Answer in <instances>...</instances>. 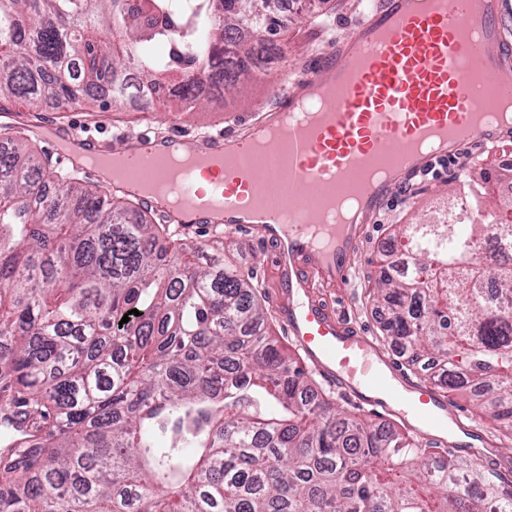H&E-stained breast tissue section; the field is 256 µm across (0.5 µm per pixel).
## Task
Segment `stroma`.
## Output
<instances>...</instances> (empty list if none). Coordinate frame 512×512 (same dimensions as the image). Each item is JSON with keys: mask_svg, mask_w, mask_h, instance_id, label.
Wrapping results in <instances>:
<instances>
[{"mask_svg": "<svg viewBox=\"0 0 512 512\" xmlns=\"http://www.w3.org/2000/svg\"><path fill=\"white\" fill-rule=\"evenodd\" d=\"M365 0H324L321 10L324 25L300 19L296 9H288L286 15L290 25L285 34L288 46L277 66L265 67L254 79L247 82L240 92L216 94L206 108L185 115L178 110L175 100L164 99L154 103L149 111L127 109L115 112L106 108L98 118L88 114V103L72 105L67 112H57L53 104H46L41 116L45 122L71 126L75 135L83 137L93 134L111 141L134 137L140 133L163 135L176 129L187 140H194L205 133H215L224 128L243 124L251 119L261 107L274 100V90L269 83L272 76L280 75L292 79L304 74L313 55L326 48L332 38L345 33L350 21L356 19ZM474 160L467 166H450L440 176L429 179H414L409 190L398 191L383 206L373 222L364 225L362 242L351 261L350 281L343 288H321L317 296L321 302L344 323L362 329L370 336L377 348L387 356H395L391 341L381 329L376 305L368 296V288L374 280L382 253L389 246V238L399 224H422L435 219L447 209L458 196L463 182L480 180L489 175V200L493 212L512 209V197L503 195V187L512 186V138L492 149L472 146ZM175 237L198 245H214L224 255L233 258L242 273L251 279L267 313L272 333L278 340H286L274 306V297L279 288V274L272 248L253 234L244 230H212L206 227L184 228L170 224ZM445 398L451 408L460 413L461 424L450 425L446 434L439 435L421 427L412 435L420 442L437 444L439 451L450 449L462 427L477 426L485 438L479 452L482 463L492 474L502 480H512V431L499 426L488 417L478 416L466 395L456 391L446 392Z\"/></svg>", "mask_w": 512, "mask_h": 512, "instance_id": "35a3bbf8", "label": "stroma"}]
</instances>
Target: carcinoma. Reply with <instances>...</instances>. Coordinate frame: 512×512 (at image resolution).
<instances>
[{
	"instance_id": "obj_1",
	"label": "carcinoma",
	"mask_w": 512,
	"mask_h": 512,
	"mask_svg": "<svg viewBox=\"0 0 512 512\" xmlns=\"http://www.w3.org/2000/svg\"><path fill=\"white\" fill-rule=\"evenodd\" d=\"M278 3L0 0V103L101 89L120 109L170 82L195 112L257 71ZM164 232L0 126V411L25 425L4 435L0 512H512L478 462L335 407L251 282L195 244L159 249ZM484 232L400 225L370 292L408 364L512 429V261L473 263Z\"/></svg>"
}]
</instances>
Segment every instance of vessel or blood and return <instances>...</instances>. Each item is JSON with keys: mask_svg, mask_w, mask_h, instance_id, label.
I'll return each mask as SVG.
<instances>
[{"mask_svg": "<svg viewBox=\"0 0 512 512\" xmlns=\"http://www.w3.org/2000/svg\"><path fill=\"white\" fill-rule=\"evenodd\" d=\"M502 0H489L474 15L470 0H433L418 7L411 0H367L359 19L288 86H276L275 103L252 120L272 123L295 111L315 86L330 92L309 123L288 127L279 169L289 207H330L337 194L359 195L353 224H261L257 230L274 246L281 270L278 313L287 335L312 366L358 404L397 403L403 419L442 428L454 411L436 388L417 385L400 393L391 382L395 362L380 355L363 333L343 327L313 297L320 286L344 287L350 258L358 250L362 225L371 223L392 192L427 171L432 163L462 158L468 145L497 146L512 137V124L484 119L485 110L512 102V48L501 23ZM247 130L196 139L189 151L196 165L184 183L182 224L216 219L225 230L249 228L240 207L259 201L265 180L256 170L225 158L226 145L244 140ZM56 138L76 140L85 155L106 156L108 144L74 139L69 127ZM183 143L179 131L165 137L138 135L129 144L128 179L150 183L172 169L158 153L161 141Z\"/></svg>", "mask_w": 512, "mask_h": 512, "instance_id": "1", "label": "vessel or blood"}]
</instances>
